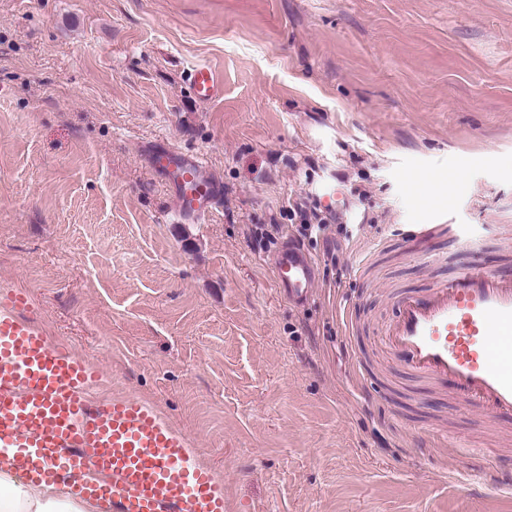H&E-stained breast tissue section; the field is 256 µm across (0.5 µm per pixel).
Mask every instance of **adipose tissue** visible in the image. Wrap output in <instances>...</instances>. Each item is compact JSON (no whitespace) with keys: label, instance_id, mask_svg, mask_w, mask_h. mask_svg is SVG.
Instances as JSON below:
<instances>
[{"label":"adipose tissue","instance_id":"obj_1","mask_svg":"<svg viewBox=\"0 0 512 512\" xmlns=\"http://www.w3.org/2000/svg\"><path fill=\"white\" fill-rule=\"evenodd\" d=\"M87 500L74 499L57 487L33 484L0 466V512H95Z\"/></svg>","mask_w":512,"mask_h":512}]
</instances>
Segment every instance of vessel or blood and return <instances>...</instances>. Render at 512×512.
<instances>
[{"label": "vessel or blood", "instance_id": "1", "mask_svg": "<svg viewBox=\"0 0 512 512\" xmlns=\"http://www.w3.org/2000/svg\"><path fill=\"white\" fill-rule=\"evenodd\" d=\"M188 79L200 102L223 95L209 67H193ZM150 161L168 179L178 219L208 214L222 185L201 161L165 148ZM447 231L444 224L411 225L414 257L438 262L430 245ZM269 260L289 300L312 298L318 267L303 247L283 244ZM395 300L396 317L380 339L387 358L419 380L452 383L462 404L488 417H512V278L458 268ZM26 304L18 294L0 305V464L110 503L112 512H225L224 486L190 441L146 401H90L98 372L22 315Z\"/></svg>", "mask_w": 512, "mask_h": 512}]
</instances>
